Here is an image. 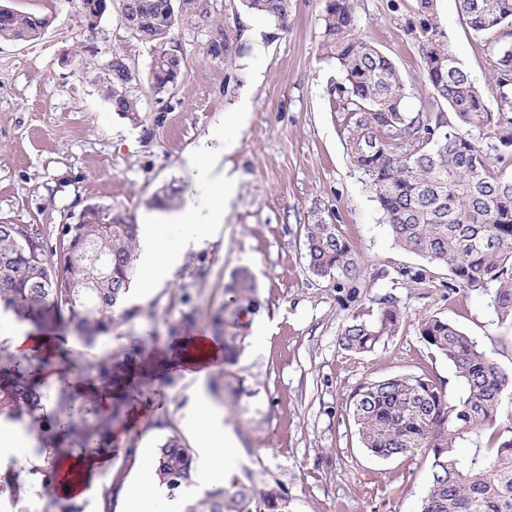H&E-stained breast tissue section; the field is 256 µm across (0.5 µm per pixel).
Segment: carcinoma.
Here are the masks:
<instances>
[{"label":"carcinoma","instance_id":"carcinoma-1","mask_svg":"<svg viewBox=\"0 0 512 512\" xmlns=\"http://www.w3.org/2000/svg\"><path fill=\"white\" fill-rule=\"evenodd\" d=\"M178 10L174 0H137L136 36L158 48L150 69L151 89L163 93L181 74L179 47L165 39L177 22L209 12L210 0H189ZM251 12L282 21L291 0H241ZM469 28L477 34L496 32L486 42L496 59L490 84L498 99L489 110L484 90L462 69L448 40L434 21L437 0H417L422 17L420 49L427 78L437 98L448 104L443 112H409L405 86L392 60L369 43L358 29L356 0H321L323 58L335 62L343 81L336 86L337 111L347 130L352 164L365 177L395 243L428 262L448 270L449 289L487 295L499 323L512 326V0H458ZM47 19L0 5V40L35 39ZM112 67L109 97L123 114L134 113L132 88L138 75L120 54ZM500 147L487 149L484 133ZM138 225L112 217L110 224L61 227L55 247L43 233L24 224L0 231V311L30 320L42 308L62 312L74 339L86 346L136 315L127 307L139 252ZM308 268L317 277L350 278L357 256L337 225L316 216L305 225ZM256 302V285L248 269L240 268L224 284V304L212 318L210 339L221 347L227 364L236 363L246 346L238 314ZM402 312L383 298L377 315L355 318L341 333L340 345L351 355L371 351L394 335ZM425 345L448 361L462 384L454 398L426 374H405L360 384L350 413L362 447L371 455L390 459L424 453L430 483L419 512H512V426L498 428L506 394H512V372L457 324L438 316L421 322ZM69 337L57 336L56 356L67 372L93 371L101 389L109 391L139 369L141 343L135 339L95 363L67 348ZM242 380L221 376L210 382L214 392L232 397ZM46 393L33 371L22 375L12 358L0 354V407L14 411L41 409ZM67 381L56 390L55 415L67 416L71 431L88 445L110 446L112 427L124 418L123 402L112 400L106 414L75 423L70 412ZM495 445L481 447L487 431ZM63 468L57 457L29 471L53 484ZM156 475L174 492L196 484L193 449L178 433L157 448ZM16 498L31 491L32 482L11 472L0 483V495ZM253 488L243 482L232 489H215L187 507V512H252ZM263 512H288L279 486L260 493Z\"/></svg>","mask_w":512,"mask_h":512}]
</instances>
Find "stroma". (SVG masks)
Returning a JSON list of instances; mask_svg holds the SVG:
<instances>
[{
	"label": "stroma",
	"mask_w": 512,
	"mask_h": 512,
	"mask_svg": "<svg viewBox=\"0 0 512 512\" xmlns=\"http://www.w3.org/2000/svg\"><path fill=\"white\" fill-rule=\"evenodd\" d=\"M48 19L31 41L0 40V224H28L55 242L59 225L97 203L138 222L155 210L164 188L203 197L204 186L184 174L187 158L205 140L235 142L226 155L237 175L231 210L214 241L187 250L172 279L150 297L129 295L139 316L91 347L70 340L85 359L98 360L130 337L144 339L150 384L128 389L126 413L112 429L107 473L91 477L81 512H100L104 484L154 480L155 450L168 435H187L201 393L214 407L222 395L195 379L160 382V362L179 349L182 312L197 311L196 335H208L211 313L224 302V284L240 267L255 277L259 304L252 320L268 323L264 338L248 336L235 370L243 378L238 408L224 423L239 441L225 482L251 477L254 491L277 483L288 512H417L430 480L423 456L376 458L362 447L350 416L355 389L398 374L427 373L451 396L460 385L446 359L422 341L419 323L432 316L458 324L512 371V327L498 323L488 297L450 290L446 269L394 245L362 175L350 164L346 133L331 94L341 75L320 56L319 0H292L283 26L246 10L240 0H211L207 17L178 22L170 38L180 48L181 76L168 93L148 83L153 51L122 26L118 11L88 26L79 0H8ZM363 37L395 63L410 111L439 112L421 58L416 0H358ZM436 22L461 67L485 84L493 64L484 36L475 34L455 0H438ZM222 37L228 59L214 60ZM93 48L86 68L75 58ZM139 76L137 112H116L102 81L113 53ZM248 100L244 128L230 120ZM322 214L353 246L355 278H319L308 270L305 224ZM190 302H183V295ZM404 318L395 335L353 357L339 339L353 318L370 319L382 297ZM53 400L32 427L28 409L0 412V433L22 434L26 448L0 447V473L43 464L42 440L70 459L94 456L56 422Z\"/></svg>",
	"instance_id": "obj_1"
}]
</instances>
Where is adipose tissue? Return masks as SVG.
Here are the masks:
<instances>
[{
    "mask_svg": "<svg viewBox=\"0 0 512 512\" xmlns=\"http://www.w3.org/2000/svg\"><path fill=\"white\" fill-rule=\"evenodd\" d=\"M234 147L231 141H223L216 146L204 143L198 152L205 157V164L188 160L186 170L189 176L207 188L204 202H197L190 196L174 212L152 213L142 218L139 234L146 246L141 255L143 275L139 288L143 294H151L171 278L183 252L213 240L217 224L223 223L235 197L236 176L223 164L225 153ZM163 224L181 227L179 242H171L160 233L159 227ZM194 433L200 450L201 482L206 486L214 485L224 477L225 461L231 460L236 453L235 438L219 412L206 413Z\"/></svg>",
    "mask_w": 512,
    "mask_h": 512,
    "instance_id": "ef3b65f1",
    "label": "adipose tissue"
}]
</instances>
